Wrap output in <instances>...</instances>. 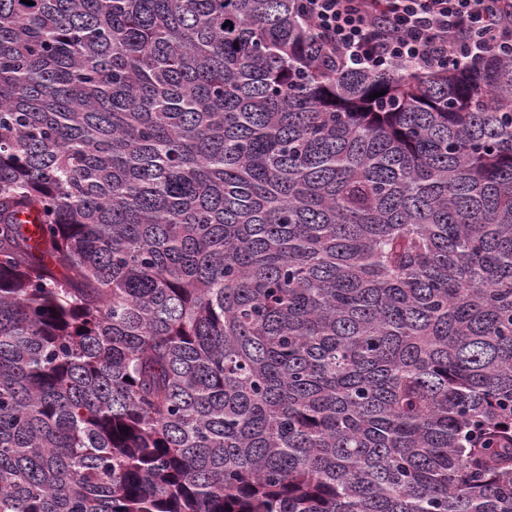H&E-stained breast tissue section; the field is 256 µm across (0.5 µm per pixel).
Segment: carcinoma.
I'll return each instance as SVG.
<instances>
[{"label":"carcinoma","mask_w":512,"mask_h":512,"mask_svg":"<svg viewBox=\"0 0 512 512\" xmlns=\"http://www.w3.org/2000/svg\"><path fill=\"white\" fill-rule=\"evenodd\" d=\"M0 512H512V56L0 0Z\"/></svg>","instance_id":"carcinoma-1"}]
</instances>
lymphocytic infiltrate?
<instances>
[{"label":"lymphocytic infiltrate","instance_id":"obj_1","mask_svg":"<svg viewBox=\"0 0 512 512\" xmlns=\"http://www.w3.org/2000/svg\"><path fill=\"white\" fill-rule=\"evenodd\" d=\"M325 54L370 72L512 56V0H300Z\"/></svg>","mask_w":512,"mask_h":512}]
</instances>
